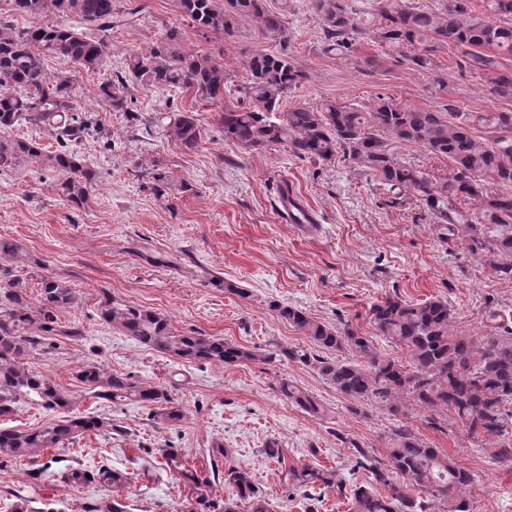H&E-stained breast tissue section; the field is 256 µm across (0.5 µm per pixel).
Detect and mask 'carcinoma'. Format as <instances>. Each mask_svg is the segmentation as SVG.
I'll list each match as a JSON object with an SVG mask.
<instances>
[{
  "label": "carcinoma",
  "instance_id": "obj_1",
  "mask_svg": "<svg viewBox=\"0 0 512 512\" xmlns=\"http://www.w3.org/2000/svg\"><path fill=\"white\" fill-rule=\"evenodd\" d=\"M19 14L47 11L71 14L79 26L66 23L19 30L0 19V169L14 166L24 156L41 155L35 141L10 137L21 125L46 130L56 141L50 157L61 175L58 193L79 206L88 201L89 186L99 173L80 162L71 149L94 129L75 102L71 78L50 76L44 58L61 56L89 73L107 67L109 46L88 31L112 29L113 0H11ZM472 0H445L438 13L397 0H378L372 20L361 21L344 0H310V11L319 24L322 49L342 57L352 52L358 38L383 47L412 48L405 60L433 76L434 88L448 93V75L439 70L436 56L443 48L454 50L456 64L483 79L492 95L512 100V0H486L487 13L480 15ZM182 11L200 28L226 40L238 36L241 18H252L262 32L279 42V49L251 54L246 62L249 78L236 86L240 110L224 111V137L248 148L286 142L300 158L331 162L337 156L374 175L387 195L385 205L416 203L444 239L461 235L471 249L487 253L491 275L512 280V112H463L454 101L445 111L429 112L397 106L386 100L370 112L328 101L316 107L300 106L284 112L283 97L308 81V74L293 63L285 44L286 26L280 14L266 9L265 0H179ZM175 35L128 63V74L116 73L99 86V92L116 112L138 116L129 108L128 81L143 87H181L195 90L201 100L224 98V63L208 55L186 52L173 44ZM166 134L187 148L195 147L201 128L192 114L158 113ZM483 134L478 140L473 132ZM418 144L437 157L453 163L448 178L437 181L426 171L400 160L394 147ZM20 247L0 240V417L14 412L21 399L34 397L47 410L69 404L52 382L33 372L26 358L41 340L26 335L27 326L38 325L45 333L56 331L58 312L74 305L78 291L67 282L46 276L41 282L40 304L32 308L22 293L18 259ZM270 310L303 333L317 348L350 350L356 358H324L303 348H281L273 355L282 362L301 364L347 399L375 403L398 411L403 397L433 410H443L462 424L471 436H487L498 460H512V321L493 311L487 318L488 335L478 340L453 328L448 301L440 298L411 303L398 296L386 297L369 309L376 330L407 350L410 365L374 350L370 340L346 328L342 331L312 319L303 310L277 301ZM99 318L138 344L184 361H212L237 366L259 359L257 353L220 337L200 332L175 333L168 319L153 310L116 303L101 304ZM77 379L98 399L121 406L139 403L153 419L175 425L185 418L167 391L145 385L131 375L107 371L98 362L83 365ZM282 395L313 417L325 413L322 402L295 386L280 383ZM112 423L98 415L70 416L42 428H0V457H37L47 448H58L88 432ZM373 482L351 489L353 512H429L430 502L448 504V512H470L469 503L457 490L472 481L469 472L438 449L421 442L407 426L394 429L380 450L384 459L359 450ZM211 475L202 477L172 448L164 453L166 466L191 489L184 512H236L238 502L251 504V512H266L251 475L238 468L219 470L226 456L224 445L209 448ZM407 478L422 496H410L393 483L394 475ZM224 476L235 490L220 507L213 503L211 477ZM293 476L304 486L336 485L330 470L306 467ZM68 483L94 482L121 485L126 475L103 464L96 470L74 468L65 473ZM387 488L376 491L375 485ZM84 512H126L118 498H107Z\"/></svg>",
  "mask_w": 512,
  "mask_h": 512
}]
</instances>
